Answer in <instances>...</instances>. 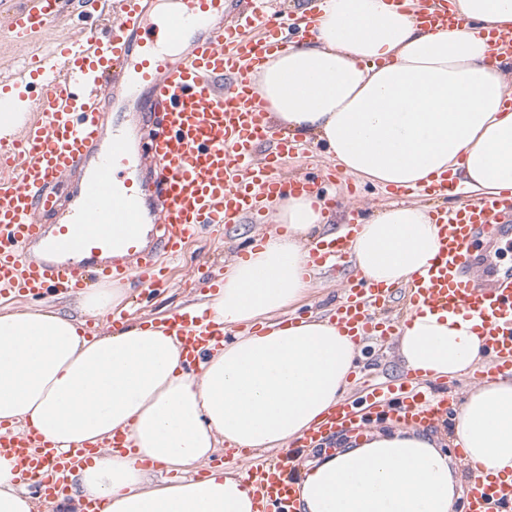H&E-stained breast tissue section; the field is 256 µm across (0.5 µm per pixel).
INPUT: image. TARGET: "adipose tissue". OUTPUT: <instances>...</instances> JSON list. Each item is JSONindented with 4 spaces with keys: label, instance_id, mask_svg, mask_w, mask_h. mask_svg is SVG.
<instances>
[{
    "label": "adipose tissue",
    "instance_id": "ef3b65f1",
    "mask_svg": "<svg viewBox=\"0 0 512 512\" xmlns=\"http://www.w3.org/2000/svg\"><path fill=\"white\" fill-rule=\"evenodd\" d=\"M451 4L464 27L431 32L403 0H313V36L255 76L267 111L315 137L345 175L420 189L449 172L459 192L512 198V57L490 58L487 37L512 31V0ZM326 222L309 196L276 202L260 249L226 263L217 291L191 308L233 333L194 372L164 322L84 337L86 318L126 301L118 283L78 293L73 315L0 310V422L63 451L100 447L73 475L75 512L87 499L104 512H258L234 470L189 472L224 444L299 440L343 399L360 346L327 317L278 320L312 291L309 242ZM436 246L429 210L395 204L358 225L350 249L358 272L390 286L423 272ZM405 320L398 354L422 379L460 378L488 358L465 314ZM452 430L465 465L512 479V377L463 390ZM117 434L132 455L109 447ZM160 466L185 477L158 478ZM292 494L295 512H457L462 486L436 437L398 421L312 455Z\"/></svg>",
    "mask_w": 512,
    "mask_h": 512
}]
</instances>
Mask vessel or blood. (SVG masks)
I'll list each match as a JSON object with an SVG mask.
<instances>
[{
    "label": "vessel or blood",
    "instance_id": "1",
    "mask_svg": "<svg viewBox=\"0 0 512 512\" xmlns=\"http://www.w3.org/2000/svg\"><path fill=\"white\" fill-rule=\"evenodd\" d=\"M174 2L161 36L145 26L155 0H114L106 34L87 32L81 44H61L26 65L44 92L32 101L34 118L22 138L0 139V288L28 297L74 294L93 278L127 276L158 289L168 284L158 254L177 255L198 229L264 223L268 203L288 194L304 192L335 206V197L309 177L283 174L299 146L281 136L252 82L267 54L297 46L312 22L269 11L268 0ZM63 3L20 0L10 32L49 26ZM414 15L429 29L459 24L448 0H420ZM130 110L157 126L151 150L161 165L141 184L132 179L133 135L107 128V114ZM73 172L80 175L77 202L65 209L54 185ZM46 216L54 217L56 230L43 224ZM432 219L437 251L408 286L411 307L476 319L490 360L471 370L472 379L512 374V272L480 273L473 250L477 232L495 239L512 227V199H465ZM349 246L346 234L313 241L310 268L339 270ZM346 289L334 314L341 332L358 342L398 336L401 322L376 314L392 290L359 275L348 278ZM169 328L188 370L225 338L182 310L171 314ZM453 404L449 392H433L414 375L395 386L374 384L341 400L299 445L314 448L330 435L362 430L383 407L425 427ZM95 453L91 443L63 453L34 432L0 433V455L15 459L18 481L40 500L69 497L75 463ZM293 462L290 449L273 460L251 459L245 479L263 501L262 512H293L287 482ZM468 502V512H512V480L474 477Z\"/></svg>",
    "mask_w": 512,
    "mask_h": 512
}]
</instances>
